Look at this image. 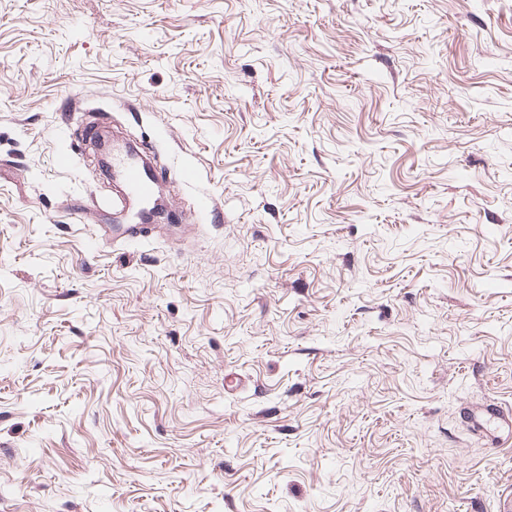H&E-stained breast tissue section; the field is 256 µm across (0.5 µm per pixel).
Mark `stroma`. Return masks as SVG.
<instances>
[{
	"mask_svg": "<svg viewBox=\"0 0 512 512\" xmlns=\"http://www.w3.org/2000/svg\"><path fill=\"white\" fill-rule=\"evenodd\" d=\"M101 125L198 237L96 242ZM488 400L512 0H0V512H497ZM465 422L474 437L484 442L502 440V434L512 435V408L503 404H489L463 411Z\"/></svg>",
	"mask_w": 512,
	"mask_h": 512,
	"instance_id": "35a3bbf8",
	"label": "stroma"
}]
</instances>
